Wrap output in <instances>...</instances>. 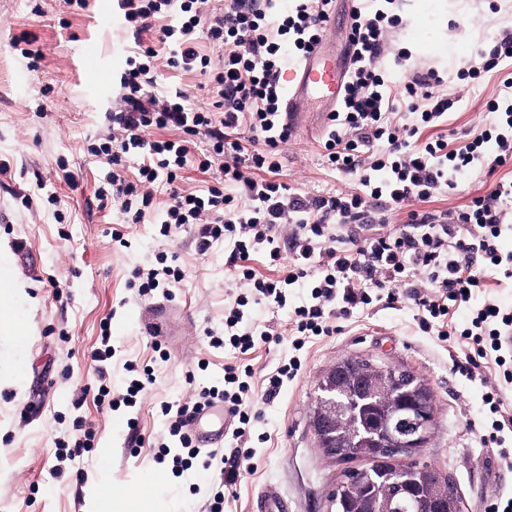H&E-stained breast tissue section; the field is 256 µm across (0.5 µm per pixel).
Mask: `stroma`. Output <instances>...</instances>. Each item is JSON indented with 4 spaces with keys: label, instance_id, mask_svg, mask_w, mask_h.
<instances>
[{
    "label": "stroma",
    "instance_id": "stroma-1",
    "mask_svg": "<svg viewBox=\"0 0 512 512\" xmlns=\"http://www.w3.org/2000/svg\"><path fill=\"white\" fill-rule=\"evenodd\" d=\"M446 3L454 17L441 26L427 5L411 23L407 0H398L403 20L392 48L408 55L410 67L436 70L457 98L440 128L455 148L489 125L486 104L503 89L498 71L475 80L458 73L503 32L512 33V0ZM22 36L41 52L38 63L14 47ZM87 45L100 53L96 66L81 60ZM135 51L117 0H88L84 10L66 0H0V162L9 165L0 176V241L7 245L0 265L25 284L24 296L0 306V512H95L105 491L114 496V512H192L193 485L208 484L214 473L197 463L178 477L156 463L155 444L166 433L161 405L185 402L193 384L222 378L228 364L251 365L262 382L293 354L286 341L245 355L210 347L206 329L221 327L224 307L239 291L225 266L229 243L215 242L202 254L194 244L198 225L163 240L155 224H126L118 207L99 209L96 192L107 167L87 148L112 129L120 78ZM155 79L157 88L183 91L198 106L211 102L200 73L161 66ZM324 135L319 121H308L282 145V181L310 195L350 189L322 163ZM70 172L75 181L67 180ZM510 177L512 163L491 178L460 177L456 189L426 207L459 208ZM50 190L56 202L48 201ZM116 230L122 241L113 239ZM160 253L184 272L183 281L169 299L136 296L128 286L133 271ZM151 320L162 325L161 336L146 332ZM106 321L115 354L101 365L91 354ZM346 357L404 366L427 384L435 424L420 456L453 481L462 512H484L492 497L512 496V469L479 438L486 415L479 382L453 368L447 344L420 330L402 298L356 313L341 334L307 344L299 377L262 407L253 442L257 469L238 483L231 512H252L264 491L284 497L288 512H329L344 466L319 448L311 421L320 383ZM130 363L150 367L154 382L136 408L111 409L99 387L105 382L112 396L122 394ZM132 417L144 438L135 456L127 447ZM85 430L94 436L91 447H75Z\"/></svg>",
    "mask_w": 512,
    "mask_h": 512
}]
</instances>
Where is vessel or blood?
I'll return each instance as SVG.
<instances>
[{
  "mask_svg": "<svg viewBox=\"0 0 512 512\" xmlns=\"http://www.w3.org/2000/svg\"><path fill=\"white\" fill-rule=\"evenodd\" d=\"M345 70L336 61L335 54L324 45H317L308 56L298 61L288 77L284 96L285 122L288 127L298 125L302 109L312 94H319L331 101H339ZM209 421L206 429L197 431L201 445L217 447L223 445L224 436L232 420L223 404L217 403L204 412Z\"/></svg>",
  "mask_w": 512,
  "mask_h": 512,
  "instance_id": "1",
  "label": "vessel or blood"
}]
</instances>
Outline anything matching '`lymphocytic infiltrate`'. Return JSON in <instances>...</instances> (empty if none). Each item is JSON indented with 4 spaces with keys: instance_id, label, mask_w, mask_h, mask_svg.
I'll return each instance as SVG.
<instances>
[{
    "instance_id": "f902f5d3",
    "label": "lymphocytic infiltrate",
    "mask_w": 512,
    "mask_h": 512,
    "mask_svg": "<svg viewBox=\"0 0 512 512\" xmlns=\"http://www.w3.org/2000/svg\"><path fill=\"white\" fill-rule=\"evenodd\" d=\"M208 0H118L135 34L154 32L152 43L139 45L136 59L120 79V109L112 116L116 133L91 145V156L105 160L106 187L101 206L120 201L125 223L153 220L161 236L187 224L200 225L199 252L227 239L225 259L244 291L224 310L223 331H208L214 348L247 353L258 343L279 341L273 326L257 330L245 316L250 303L287 309L288 337L302 350L311 337L340 333V320L354 311L393 304L406 296L422 331H436L439 341L458 345L454 366L480 380L488 409L480 441L497 448L500 463L512 467V308L487 297L491 285L512 280V252L501 242L512 235V180L498 181L486 194L454 213L426 209L430 199L454 189L458 176L476 171L493 174L512 161V77L503 81L501 98L488 102L493 122L462 146L452 148L445 135L422 133L441 126L455 104L435 71L413 72L402 98L392 95L379 61L392 30L401 19L395 0L367 11L353 7L350 40L355 56L339 107L323 144L328 167L351 177L355 191L308 195L279 181L280 146L289 139L280 125L285 90L282 71L290 59L305 57L318 44L332 0H224L218 10ZM217 46L218 59L200 53L198 35ZM207 76L211 104L193 107L180 90L155 94L146 89L158 61ZM248 129L255 144L242 153L235 134ZM171 130V139L144 140L146 131ZM206 147L193 155L191 140ZM139 148L143 158L135 180L122 173V157ZM202 171L217 170L214 186L197 193L180 187L189 163ZM261 178H252V171ZM169 188L170 203L156 208L154 191ZM404 213L403 227L386 230L389 215ZM264 255L274 272L259 273L256 255ZM138 295L170 296L183 278L180 268L159 257L157 266L136 270ZM309 291L292 306L288 292ZM467 307L460 326L449 324L452 308ZM301 369L299 358L272 371L262 392L251 385L252 370L228 365L221 384L195 390L179 406L163 404L168 434L178 448L160 443L157 462L171 460L173 473L192 468L196 459L217 476L199 490L197 512H224V504L243 473L254 470L250 447L261 403L273 402L285 382ZM234 415L230 452L215 448L201 453L186 430L189 415L212 401Z\"/></svg>"
}]
</instances>
